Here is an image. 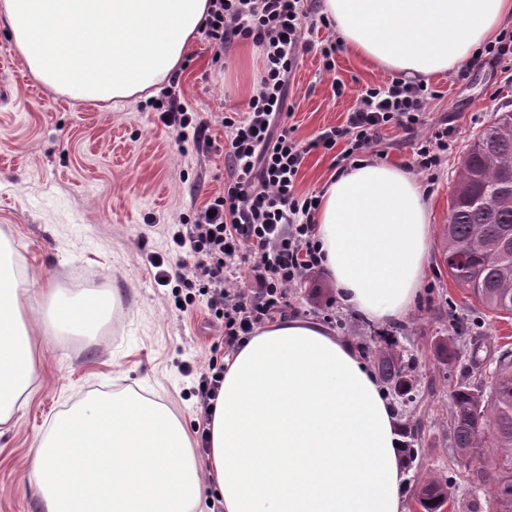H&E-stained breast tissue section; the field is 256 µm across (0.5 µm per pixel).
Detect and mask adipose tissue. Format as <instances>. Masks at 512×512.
<instances>
[{
	"mask_svg": "<svg viewBox=\"0 0 512 512\" xmlns=\"http://www.w3.org/2000/svg\"><path fill=\"white\" fill-rule=\"evenodd\" d=\"M210 0H0V24L31 72L74 100L109 102L176 75ZM341 41L377 68L429 79L471 60L512 18V0H323ZM316 214L323 265L348 309L402 321L431 242L425 190L405 166L359 160L331 173ZM0 250V423L34 372V335ZM111 300H58V328L83 333ZM208 453L165 406L98 397L41 434L32 475L45 512H405L403 436L375 375L346 339L278 319L224 359Z\"/></svg>",
	"mask_w": 512,
	"mask_h": 512,
	"instance_id": "obj_1",
	"label": "adipose tissue"
}]
</instances>
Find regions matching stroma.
Wrapping results in <instances>:
<instances>
[{"instance_id":"1","label":"stroma","mask_w":512,"mask_h":512,"mask_svg":"<svg viewBox=\"0 0 512 512\" xmlns=\"http://www.w3.org/2000/svg\"><path fill=\"white\" fill-rule=\"evenodd\" d=\"M0 46V245L25 262L18 281L25 305L46 304L48 289L117 294L96 335L36 336V369L24 404L0 425V512H42L31 477L37 434L61 411L93 396H136L166 405L194 432L200 420L194 394L209 358L224 353V327L197 296L179 309L171 287L156 280L155 260L173 264L181 254L172 237L196 209L222 193L224 128L216 117L244 111L263 67L260 51L245 41L216 51L198 34L175 77L182 102L210 122L211 147L179 141L149 108L146 94L124 108L69 99L30 72L6 28ZM348 49L336 55L335 73L323 72L315 52L289 78L290 122L298 139L341 124L366 86L392 79ZM347 89L336 98L333 79ZM438 96L428 120L454 127L455 140L434 185L426 190L433 230L448 221V206L470 138L501 112L512 111V75L489 60L469 61L430 79ZM416 134L384 129L368 160L414 165ZM440 239H431L422 295L403 321L372 325L347 311L327 274L290 291L288 314L312 319L349 339L367 362L395 352L412 370L414 400L393 397L406 450L405 506L427 477L451 482L448 512H472L483 501L450 435L451 393L487 381L493 361L512 351V319L471 308L441 264ZM457 340L451 365L437 360L443 337Z\"/></svg>"}]
</instances>
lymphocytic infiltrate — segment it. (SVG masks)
Listing matches in <instances>:
<instances>
[{
    "mask_svg": "<svg viewBox=\"0 0 512 512\" xmlns=\"http://www.w3.org/2000/svg\"><path fill=\"white\" fill-rule=\"evenodd\" d=\"M319 0H210L205 33L215 46L252 41L263 55L245 112L224 115V159L231 179L224 191L173 236L193 266L160 270L162 283L198 288L224 321V343L238 347L272 313L286 309L288 290L321 272L315 194L296 190L300 169L314 150L348 160L368 150L385 128L411 133L423 126L436 93L399 78L366 87L344 124L320 129L309 141L288 120V79L309 45L304 31L331 28ZM161 123L178 137L210 143L209 124L188 111L175 92L152 99Z\"/></svg>",
    "mask_w": 512,
    "mask_h": 512,
    "instance_id": "obj_1",
    "label": "lymphocytic infiltrate"
}]
</instances>
